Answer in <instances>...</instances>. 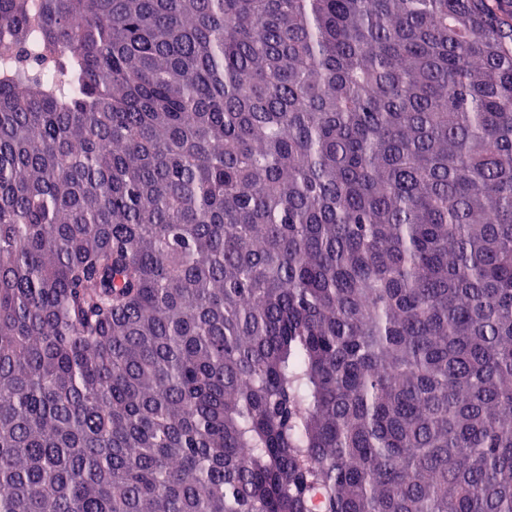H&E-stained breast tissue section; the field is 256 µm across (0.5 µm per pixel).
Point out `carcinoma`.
<instances>
[{"instance_id":"cac0c4a2","label":"carcinoma","mask_w":512,"mask_h":512,"mask_svg":"<svg viewBox=\"0 0 512 512\" xmlns=\"http://www.w3.org/2000/svg\"><path fill=\"white\" fill-rule=\"evenodd\" d=\"M0 512H512V0H0Z\"/></svg>"}]
</instances>
